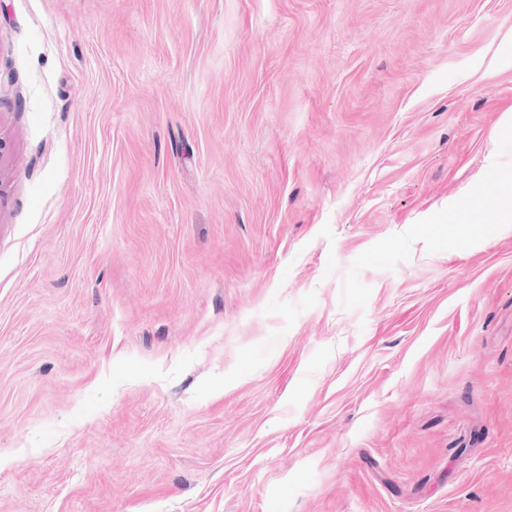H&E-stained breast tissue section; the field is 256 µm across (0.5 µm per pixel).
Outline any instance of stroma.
<instances>
[{
    "instance_id": "35a3bbf8",
    "label": "stroma",
    "mask_w": 512,
    "mask_h": 512,
    "mask_svg": "<svg viewBox=\"0 0 512 512\" xmlns=\"http://www.w3.org/2000/svg\"><path fill=\"white\" fill-rule=\"evenodd\" d=\"M0 512H512V0H0ZM498 224H511L512 222V177L507 176L502 181V189L496 200Z\"/></svg>"
}]
</instances>
